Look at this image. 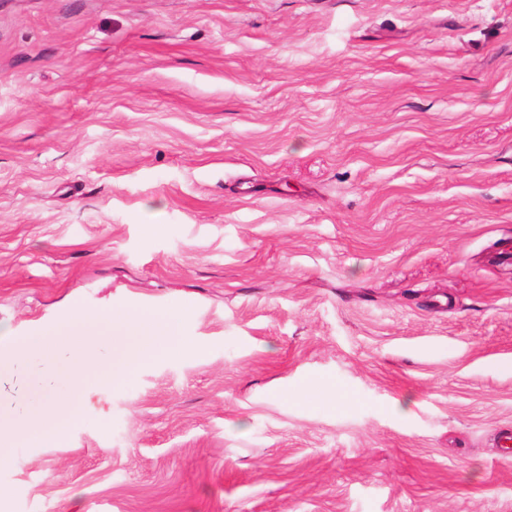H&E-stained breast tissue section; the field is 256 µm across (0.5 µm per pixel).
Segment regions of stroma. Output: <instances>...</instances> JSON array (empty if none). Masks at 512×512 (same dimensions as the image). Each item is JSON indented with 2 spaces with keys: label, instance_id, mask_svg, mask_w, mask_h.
<instances>
[{
  "label": "stroma",
  "instance_id": "1",
  "mask_svg": "<svg viewBox=\"0 0 512 512\" xmlns=\"http://www.w3.org/2000/svg\"><path fill=\"white\" fill-rule=\"evenodd\" d=\"M131 308L0 512H512V0H0V330Z\"/></svg>",
  "mask_w": 512,
  "mask_h": 512
}]
</instances>
